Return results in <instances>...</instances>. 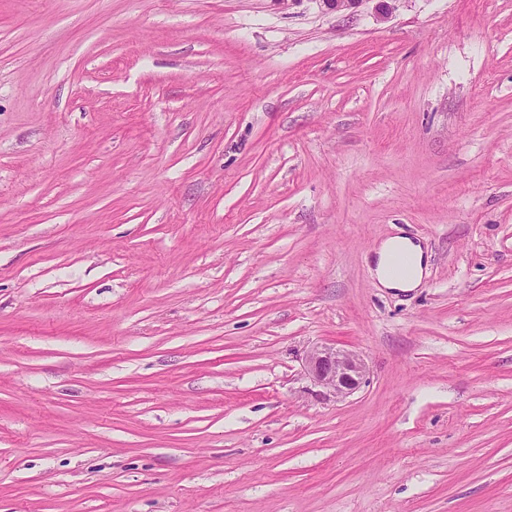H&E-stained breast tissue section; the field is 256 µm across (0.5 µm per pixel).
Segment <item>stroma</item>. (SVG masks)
I'll return each mask as SVG.
<instances>
[{
	"instance_id": "obj_1",
	"label": "stroma",
	"mask_w": 512,
	"mask_h": 512,
	"mask_svg": "<svg viewBox=\"0 0 512 512\" xmlns=\"http://www.w3.org/2000/svg\"><path fill=\"white\" fill-rule=\"evenodd\" d=\"M377 7L0 0V512H512V0ZM404 251L411 258L410 266L403 276L390 273V266L395 254ZM427 259L422 247L411 239L394 236L383 241L376 250L375 274L384 288L407 291L417 288L423 278ZM305 372L318 386L329 389L336 397H347L365 383V366L354 353L332 346L312 349L305 358Z\"/></svg>"
}]
</instances>
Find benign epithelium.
I'll return each mask as SVG.
<instances>
[{
	"label": "benign epithelium",
	"instance_id": "obj_1",
	"mask_svg": "<svg viewBox=\"0 0 512 512\" xmlns=\"http://www.w3.org/2000/svg\"><path fill=\"white\" fill-rule=\"evenodd\" d=\"M305 372L310 380L337 397H347L365 383V366L354 353L332 346L312 349L305 358Z\"/></svg>",
	"mask_w": 512,
	"mask_h": 512
}]
</instances>
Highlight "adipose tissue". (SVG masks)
<instances>
[{
  "instance_id": "adipose-tissue-1",
  "label": "adipose tissue",
  "mask_w": 512,
  "mask_h": 512,
  "mask_svg": "<svg viewBox=\"0 0 512 512\" xmlns=\"http://www.w3.org/2000/svg\"><path fill=\"white\" fill-rule=\"evenodd\" d=\"M426 265L422 247L403 236L386 239L376 251L375 274L386 288L407 291L418 287Z\"/></svg>"
}]
</instances>
